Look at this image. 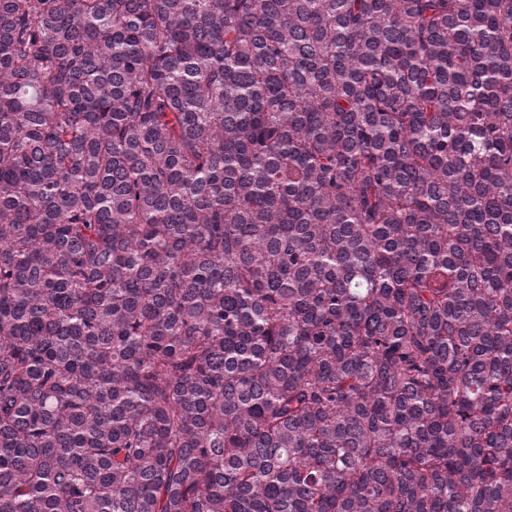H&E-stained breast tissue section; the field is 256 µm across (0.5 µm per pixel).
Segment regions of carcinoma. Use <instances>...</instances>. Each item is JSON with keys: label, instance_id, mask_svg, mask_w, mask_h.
Segmentation results:
<instances>
[{"label": "carcinoma", "instance_id": "1", "mask_svg": "<svg viewBox=\"0 0 512 512\" xmlns=\"http://www.w3.org/2000/svg\"><path fill=\"white\" fill-rule=\"evenodd\" d=\"M0 512H512V0H0Z\"/></svg>", "mask_w": 512, "mask_h": 512}]
</instances>
